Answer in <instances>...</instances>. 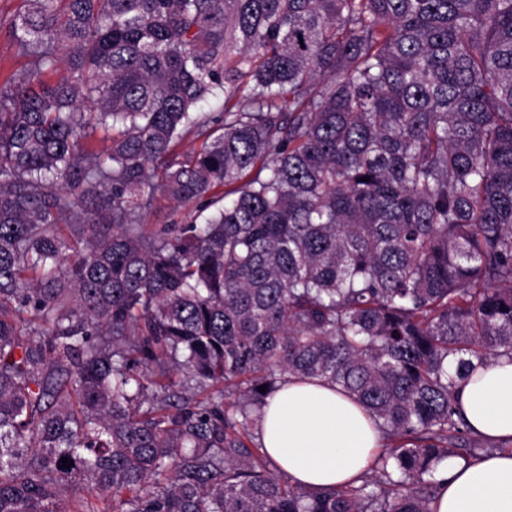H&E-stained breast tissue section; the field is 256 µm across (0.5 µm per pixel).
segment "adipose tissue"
<instances>
[{
	"instance_id": "1",
	"label": "adipose tissue",
	"mask_w": 512,
	"mask_h": 512,
	"mask_svg": "<svg viewBox=\"0 0 512 512\" xmlns=\"http://www.w3.org/2000/svg\"><path fill=\"white\" fill-rule=\"evenodd\" d=\"M467 422L482 438L512 441V358L501 357L456 394ZM262 445L301 486L354 482L372 465L380 434L367 412L316 380H288L263 409ZM433 512H512V450L467 461L449 459Z\"/></svg>"
}]
</instances>
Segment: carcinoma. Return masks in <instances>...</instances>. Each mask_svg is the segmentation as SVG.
I'll use <instances>...</instances> for the list:
<instances>
[{
	"instance_id": "obj_1",
	"label": "carcinoma",
	"mask_w": 512,
	"mask_h": 512,
	"mask_svg": "<svg viewBox=\"0 0 512 512\" xmlns=\"http://www.w3.org/2000/svg\"><path fill=\"white\" fill-rule=\"evenodd\" d=\"M6 34L0 512H431L487 447L457 388L512 357V0H23ZM158 190L209 214L151 229ZM290 378L381 431L359 484L273 466ZM31 61L5 33L0 32V88L7 87L9 78Z\"/></svg>"
}]
</instances>
